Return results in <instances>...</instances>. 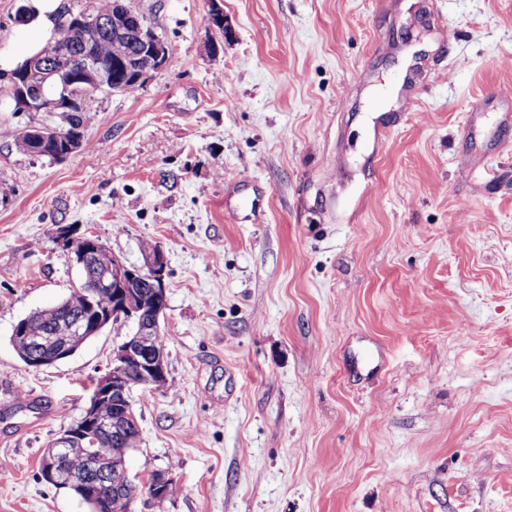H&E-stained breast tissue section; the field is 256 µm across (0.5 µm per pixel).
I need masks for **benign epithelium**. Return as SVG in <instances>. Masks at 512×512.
<instances>
[{
	"mask_svg": "<svg viewBox=\"0 0 512 512\" xmlns=\"http://www.w3.org/2000/svg\"><path fill=\"white\" fill-rule=\"evenodd\" d=\"M209 0L206 21L223 39L232 37L233 29L217 5ZM125 20L124 25L112 28V14ZM102 32H110L117 39L131 37L136 52L104 64L96 59L90 48ZM167 59L164 40L146 19L126 0H113L112 12L99 16L83 13L71 18L65 38L45 45L37 54L28 58L18 72L10 90L16 112H61L64 115L79 112L86 106L87 98L107 88L109 70H118L132 78L133 84L141 85L150 73L162 68ZM60 84L59 92L48 95L44 87L50 79ZM34 143V155L64 160L82 144L79 133L63 141L61 129L32 127L29 130ZM86 247L76 255L75 262L86 269L92 252L101 246L94 236H82ZM166 258L159 250L146 256L142 267L130 268L116 257L112 266L99 270L85 283L89 288L87 311L65 318L58 335L71 340L55 343L36 335L35 326L29 319L15 324L12 330L14 343L27 344L24 362L33 368L57 363L70 356L83 342L101 332L111 321L132 323L133 332L116 344L112 351V365L100 377L90 405L80 419L56 438L42 457L43 478L58 487L74 486L95 505H104L112 512V500H99V487L107 481L112 460L123 458L129 449L122 447L127 434L139 429L137 416L129 401L137 387H146L154 379L165 375V350L158 340L160 315L166 307L163 285ZM114 405L112 415L98 413L101 400ZM99 443L102 439L112 442L110 453L96 457L91 463L89 475L77 474L66 466L70 449L83 445L87 439ZM152 492L158 497L170 492L171 482L166 473L156 471L151 478Z\"/></svg>",
	"mask_w": 512,
	"mask_h": 512,
	"instance_id": "1",
	"label": "benign epithelium"
}]
</instances>
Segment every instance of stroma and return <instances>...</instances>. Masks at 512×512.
Segmentation results:
<instances>
[{
  "mask_svg": "<svg viewBox=\"0 0 512 512\" xmlns=\"http://www.w3.org/2000/svg\"><path fill=\"white\" fill-rule=\"evenodd\" d=\"M165 41L86 145L20 152L10 72L47 11L0 0V512H90L40 477L130 328L34 369L13 326L81 282L60 227L166 261L168 387L135 390L134 512H512V0H130ZM267 191L256 222L224 204Z\"/></svg>",
  "mask_w": 512,
  "mask_h": 512,
  "instance_id": "obj_1",
  "label": "stroma"
}]
</instances>
